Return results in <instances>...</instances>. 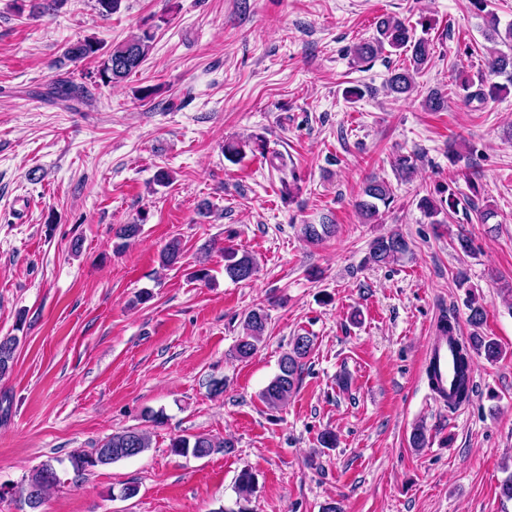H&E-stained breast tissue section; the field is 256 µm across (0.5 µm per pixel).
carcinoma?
<instances>
[{
	"mask_svg": "<svg viewBox=\"0 0 512 512\" xmlns=\"http://www.w3.org/2000/svg\"><path fill=\"white\" fill-rule=\"evenodd\" d=\"M474 11L481 14L485 36L489 40L499 39L502 43L512 42V23L500 31V19L497 13L489 8V0H471ZM422 34H417V28L410 23L388 16H380L374 24L372 37L361 41L353 47L354 57L365 63L375 60L378 56L387 53L402 52L406 55L408 64L390 71L385 88L388 93L397 98L406 97L415 88V76L424 69L432 58V45L425 37L427 23L420 22ZM155 39L152 28L147 27L129 36L127 39L112 45L105 50L102 44L92 38H85L68 45L54 67L61 71L64 67L80 62L86 58L99 59L97 75L104 85H116L123 82L128 76L135 73L149 56ZM496 77H503L507 84L494 81ZM512 85V53L495 52L488 59V78L481 83V87L469 94V97L484 101L494 99L501 92ZM88 94L83 84H78L70 76V72H61L54 79L44 93V96L57 101L67 102L81 100ZM257 152L268 157L271 165H283V158L278 153H267V144L261 136H250L244 140H231L224 143V158L234 162L245 154V150ZM394 202L391 186L384 180L372 178L362 189L361 198L356 207L367 221L374 220L380 208H388ZM456 205L453 192H448V199L434 200L424 197L419 201V208L438 224L437 216ZM141 231L139 224H124L115 230V238L120 240L117 248L125 246V242L136 238ZM336 231V224L327 217L322 218L318 224H303L300 232L306 241L316 243L332 236ZM409 251L405 238L399 234H390L375 238L369 247L368 261L376 265L394 262ZM182 255L180 243L177 240L169 242L161 253V264L168 267L176 263ZM256 272L254 258L247 252L242 254L235 250H224V274L231 280L247 281ZM469 321L478 326L483 323L486 314L485 307L472 295L468 296ZM267 324V314L261 308L250 311L244 319V336L240 337L235 346L239 358L252 356L262 339ZM20 339L16 336L0 338V379L8 375L13 367ZM312 339L305 335L292 338L289 350L279 364V373L263 390L261 397L270 409L280 408L290 395L298 388L302 372L303 360L307 358L312 349ZM475 353H481L486 359L494 361L501 356V349L497 342L482 336L473 335L457 351L458 381L453 392L456 407L470 399L471 392V360ZM234 444L229 440H220L206 435L176 436L170 439L169 448L176 455H192L195 458H205L212 453L223 450L229 451ZM151 448V438L147 431L142 429H125L113 433L103 441L100 449L90 452H77L70 456L69 462L74 471L82 473L98 466L109 465L114 462L130 459L143 454ZM59 482V475L53 460H47L35 468L27 478L14 487L0 485V497L10 494L15 502L22 505L31 496L38 495L40 502H45L50 491ZM236 488L239 498L249 501L255 492L256 478L248 469L240 471L236 478Z\"/></svg>",
	"mask_w": 512,
	"mask_h": 512,
	"instance_id": "cac0c4a2",
	"label": "carcinoma"
}]
</instances>
